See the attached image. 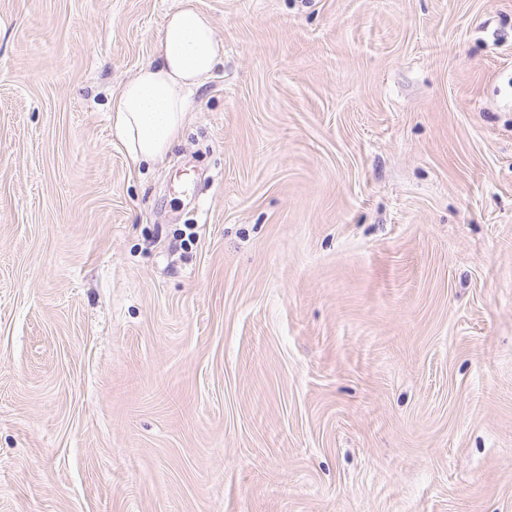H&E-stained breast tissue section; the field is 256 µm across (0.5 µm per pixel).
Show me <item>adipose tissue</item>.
<instances>
[{"instance_id":"obj_1","label":"adipose tissue","mask_w":512,"mask_h":512,"mask_svg":"<svg viewBox=\"0 0 512 512\" xmlns=\"http://www.w3.org/2000/svg\"><path fill=\"white\" fill-rule=\"evenodd\" d=\"M224 58L211 17L196 0H179L158 40L155 59L142 66L113 98L110 121L130 159L164 161L183 127L190 92Z\"/></svg>"}]
</instances>
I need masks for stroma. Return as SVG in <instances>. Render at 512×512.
Listing matches in <instances>:
<instances>
[{"instance_id":"obj_1","label":"stroma","mask_w":512,"mask_h":512,"mask_svg":"<svg viewBox=\"0 0 512 512\" xmlns=\"http://www.w3.org/2000/svg\"><path fill=\"white\" fill-rule=\"evenodd\" d=\"M0 0V512H512V0ZM196 1L179 0L165 19L155 59L112 99V128L137 164L165 160L183 127L190 92L224 59L212 19Z\"/></svg>"}]
</instances>
